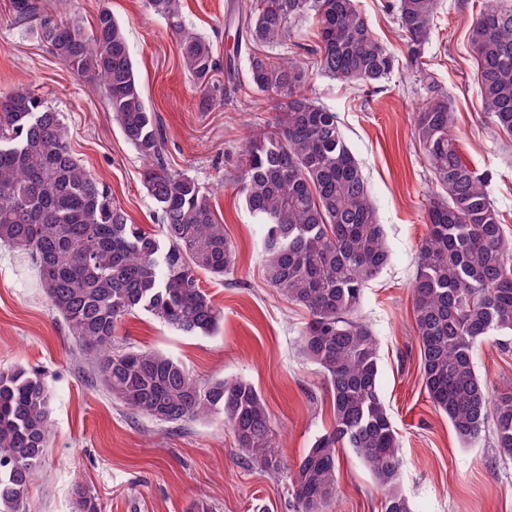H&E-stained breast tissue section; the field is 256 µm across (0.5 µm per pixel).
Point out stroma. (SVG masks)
I'll return each instance as SVG.
<instances>
[{
	"label": "stroma",
	"mask_w": 512,
	"mask_h": 512,
	"mask_svg": "<svg viewBox=\"0 0 512 512\" xmlns=\"http://www.w3.org/2000/svg\"><path fill=\"white\" fill-rule=\"evenodd\" d=\"M228 2L185 0L183 8L221 59L232 48L224 31ZM395 3L357 0L376 37L401 54ZM488 4L440 0L424 60L439 90L450 96L462 157L492 175L488 191L512 239V137L483 117L469 40L471 18ZM104 6L124 26L168 168L211 192L237 253L223 279L200 281L224 311L217 334L186 336L138 311L119 322L116 345L161 351L203 382L233 377L252 383L273 421L277 466L251 468L222 416L169 424L114 401L51 313L29 256L0 244V370L38 369L53 395L52 437L23 512H73L79 485L97 498L102 512H188L196 501L213 512H295L296 465L331 425V394L319 366L300 350L304 311L266 281L263 231L235 186L245 134L265 131L275 111L242 79L231 85L224 106L202 109L166 23L144 0H74L72 14L87 26ZM9 9L10 0H0V89L33 88L63 112L76 157L109 187L132 223L156 230L155 205L143 184L145 162L108 112L100 86L71 72L34 34L12 26ZM309 92L336 112L377 201L391 251L389 265L363 292L361 316L377 337L380 392L399 434L401 489L412 512H512V456L497 448L490 431L463 446L422 385L410 294L433 190L413 135L414 116L427 97L421 77L403 65L366 95L326 77L313 81ZM475 366L491 387L512 381V339L486 337ZM330 512H381L374 479L349 448L338 451Z\"/></svg>",
	"instance_id": "35a3bbf8"
}]
</instances>
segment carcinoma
I'll return each mask as SVG.
<instances>
[{
    "label": "carcinoma",
    "mask_w": 512,
    "mask_h": 512,
    "mask_svg": "<svg viewBox=\"0 0 512 512\" xmlns=\"http://www.w3.org/2000/svg\"><path fill=\"white\" fill-rule=\"evenodd\" d=\"M178 43L180 65L208 107L210 86L245 60L250 88L278 98L279 117L248 138L236 177L243 203L262 225L271 287L301 307L300 348L327 378L333 424L300 457L292 481L297 512H329L336 498V449L351 448L382 494V512H412L400 489L399 438L380 394L377 339L360 315L364 288L390 262L384 225L363 168L336 113L308 94L325 76L375 89L397 56L372 34L356 0H247L224 16L233 50L219 63L210 43L183 20L182 0H145ZM439 0H397L405 61L417 66L430 42ZM65 0H11V23L31 29L73 73L104 88L122 135L147 161L143 178L161 234L129 222L112 192L75 157L62 113L36 90L0 91V242L33 261L51 310L93 356L100 383L130 412L181 424L221 414L238 450L261 470L274 467L276 435L266 403L239 378L199 382L171 357L114 350L118 322L143 310L187 336H210L223 311L200 275L224 278L236 251L209 191L161 162L156 114L146 103L123 26L97 12L91 30L64 16ZM316 23L307 67L270 48L300 20ZM470 44L484 115L512 135V7L472 19ZM414 134L436 190L428 234L411 285L424 391L464 444L494 423L496 446L512 455V385L490 396L475 369L478 344L512 336V244L488 193V176L463 162L448 96L431 75ZM51 391L38 370H0V512H22L51 436ZM77 512H101L78 486Z\"/></svg>",
    "instance_id": "cac0c4a2"
}]
</instances>
